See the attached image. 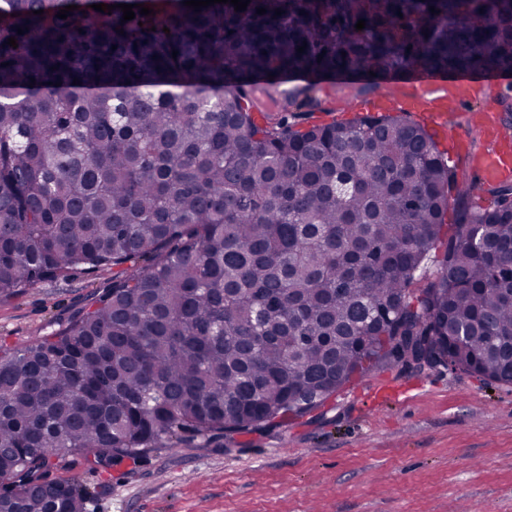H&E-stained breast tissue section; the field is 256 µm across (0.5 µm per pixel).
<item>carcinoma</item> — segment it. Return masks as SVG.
Wrapping results in <instances>:
<instances>
[{
  "instance_id": "carcinoma-1",
  "label": "carcinoma",
  "mask_w": 512,
  "mask_h": 512,
  "mask_svg": "<svg viewBox=\"0 0 512 512\" xmlns=\"http://www.w3.org/2000/svg\"><path fill=\"white\" fill-rule=\"evenodd\" d=\"M183 2L0 0V300L112 270L0 346V512H85L50 478L69 455L232 440L410 350L512 384V184L459 177L407 112L303 127L254 83L511 74L512 0Z\"/></svg>"
}]
</instances>
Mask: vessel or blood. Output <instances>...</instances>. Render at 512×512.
<instances>
[{
  "mask_svg": "<svg viewBox=\"0 0 512 512\" xmlns=\"http://www.w3.org/2000/svg\"><path fill=\"white\" fill-rule=\"evenodd\" d=\"M482 85L466 79L423 78L410 84H394L383 98L363 104L345 95L331 99L327 107L337 112H424L436 123H444L449 106L464 107L484 96ZM483 128L487 149L469 152L467 170L487 183L512 180V136L507 135L491 111L473 113Z\"/></svg>",
  "mask_w": 512,
  "mask_h": 512,
  "instance_id": "vessel-or-blood-1",
  "label": "vessel or blood"
}]
</instances>
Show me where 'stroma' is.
<instances>
[{
    "instance_id": "1",
    "label": "stroma",
    "mask_w": 512,
    "mask_h": 512,
    "mask_svg": "<svg viewBox=\"0 0 512 512\" xmlns=\"http://www.w3.org/2000/svg\"><path fill=\"white\" fill-rule=\"evenodd\" d=\"M111 278L40 283L0 301V345L50 333ZM52 476L89 488L86 512H512V385L448 368L381 370L323 415L229 446L155 448L98 472L69 456Z\"/></svg>"
}]
</instances>
